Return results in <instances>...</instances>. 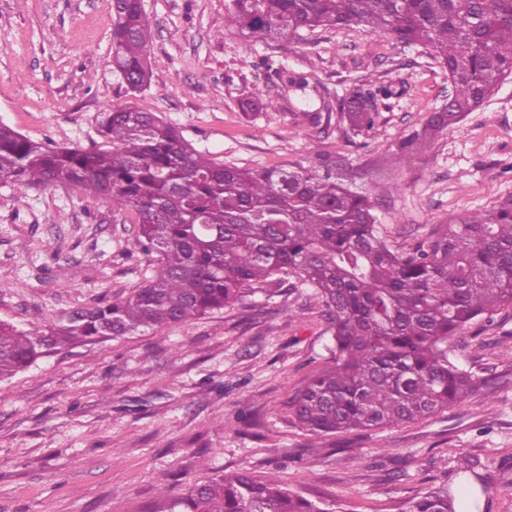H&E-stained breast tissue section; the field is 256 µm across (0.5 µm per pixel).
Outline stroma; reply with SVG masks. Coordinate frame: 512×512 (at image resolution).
<instances>
[{
  "mask_svg": "<svg viewBox=\"0 0 512 512\" xmlns=\"http://www.w3.org/2000/svg\"><path fill=\"white\" fill-rule=\"evenodd\" d=\"M229 0H143L153 20L152 86L126 89L112 69L111 0H0V121L56 146L104 148L108 112L130 107L175 126L216 162L261 169L322 158L351 190L372 193L389 241L512 195V78L456 125L414 146L451 87L431 49L353 24L263 40L225 25ZM280 61L276 75L262 57ZM308 80L290 85L291 75ZM392 84L369 135L339 101L353 85ZM259 95L273 112L243 114ZM330 113L312 124L309 113ZM133 213L67 186L0 183V321H63L151 276ZM323 307L296 278L200 319L54 353L0 381V512H145L245 470L337 512H405L430 487L456 484L461 457L490 485L483 512H512V308L448 344L490 388L398 427L310 435L288 401L323 364Z\"/></svg>",
  "mask_w": 512,
  "mask_h": 512,
  "instance_id": "stroma-1",
  "label": "stroma"
}]
</instances>
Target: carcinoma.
I'll list each match as a JSON object with an SVG mask.
<instances>
[{
    "label": "carcinoma",
    "instance_id": "obj_1",
    "mask_svg": "<svg viewBox=\"0 0 512 512\" xmlns=\"http://www.w3.org/2000/svg\"><path fill=\"white\" fill-rule=\"evenodd\" d=\"M112 67L132 92L151 84L152 21L142 0H112ZM225 23L263 39L357 24L405 45L431 48L452 93L411 146L477 110L512 76V0H230ZM244 113L274 102H240ZM376 96L353 91L340 108L369 133ZM110 149L49 147L0 122V182L19 190L73 186L137 218L135 244L153 275L130 294L30 329L0 322V381L76 344L184 324L293 276L314 289L330 334L327 364L289 400L314 436L427 419L474 396L489 379L455 365L448 341L512 307V197L437 224L413 247L394 246L367 194L323 171L226 166L151 112L108 113ZM466 460L457 487L443 485L406 512H456L459 491L479 508L489 484ZM145 512H329L276 480L244 470L163 492Z\"/></svg>",
    "mask_w": 512,
    "mask_h": 512
}]
</instances>
